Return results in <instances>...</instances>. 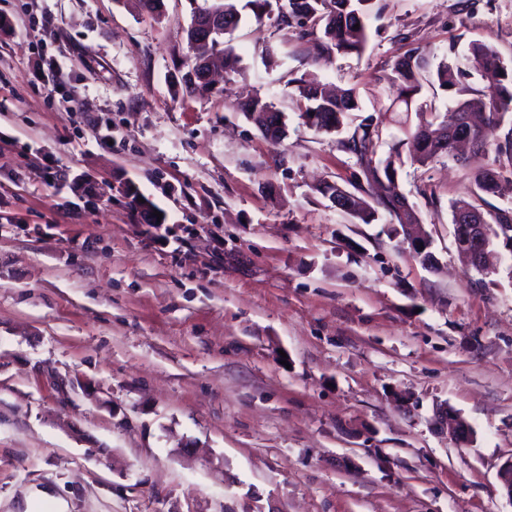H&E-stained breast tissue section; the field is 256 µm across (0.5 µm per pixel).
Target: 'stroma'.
<instances>
[{"instance_id": "stroma-1", "label": "stroma", "mask_w": 512, "mask_h": 512, "mask_svg": "<svg viewBox=\"0 0 512 512\" xmlns=\"http://www.w3.org/2000/svg\"><path fill=\"white\" fill-rule=\"evenodd\" d=\"M458 3L379 0L365 53L317 68L357 88L378 155L419 122L372 109L394 57L482 41L512 62V0ZM203 4L0 0V512H512V261L478 285L452 224L492 154L402 166L423 268L387 214L313 192L359 169L288 96L312 50L295 32L243 11L241 74L179 87ZM254 93L279 144L236 108Z\"/></svg>"}]
</instances>
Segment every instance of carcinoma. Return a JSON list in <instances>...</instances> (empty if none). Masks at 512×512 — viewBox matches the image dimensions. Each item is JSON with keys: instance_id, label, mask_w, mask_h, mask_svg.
Listing matches in <instances>:
<instances>
[{"instance_id": "carcinoma-1", "label": "carcinoma", "mask_w": 512, "mask_h": 512, "mask_svg": "<svg viewBox=\"0 0 512 512\" xmlns=\"http://www.w3.org/2000/svg\"><path fill=\"white\" fill-rule=\"evenodd\" d=\"M238 2L211 0L200 11L224 14V35L230 37L242 19ZM245 7L259 24L271 20L279 30L296 29L298 38L319 52V56L309 60L313 66L320 65L321 57L335 53L362 55L369 38L368 21L380 17L376 0H246ZM218 53L224 56L226 73L242 71L230 40L222 42ZM473 73L482 84L474 92L463 84V79ZM388 83L396 92L389 108L407 113L414 110L421 116L429 115V119L414 130H405V138L389 145L381 159L375 158V154L382 131L367 119L354 126L349 137L340 140L342 148L356 158L363 175L354 188L371 198L369 203L362 199L354 201L351 216L370 224L382 209L389 215L396 233L406 224L418 223L414 208H405L407 195L399 183V170L404 164L401 148L411 144L410 161L421 167L443 156L463 164L466 157L457 152V146L445 134L453 125L472 152L494 153L492 166L476 174L473 195L492 194L502 199L504 206L485 210L460 200L453 204L452 215L467 210L480 214L488 224L490 244L512 253V65L483 42L471 44L468 53L460 58L444 57L435 64L412 49L393 60ZM288 85L289 97L295 100L303 123L317 133L338 135L349 126L352 114L362 111L356 88L329 94L312 72H304ZM426 85L459 96L455 112L443 116L424 112L427 104L421 101V93ZM239 111L253 124L272 113L282 115L272 100L259 95L241 101Z\"/></svg>"}]
</instances>
